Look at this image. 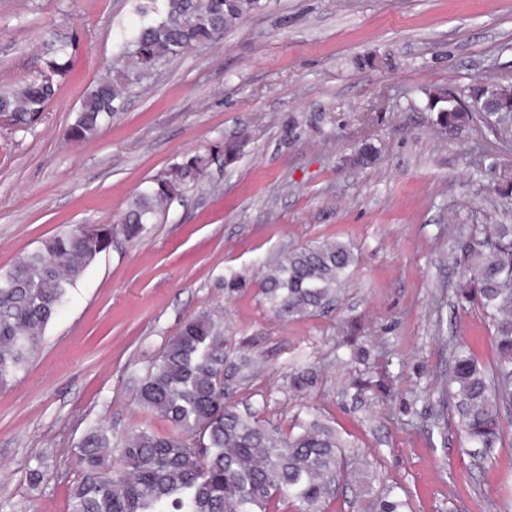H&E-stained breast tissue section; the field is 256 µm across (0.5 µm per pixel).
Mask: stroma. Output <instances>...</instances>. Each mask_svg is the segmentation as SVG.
Instances as JSON below:
<instances>
[{"instance_id": "35a3bbf8", "label": "stroma", "mask_w": 512, "mask_h": 512, "mask_svg": "<svg viewBox=\"0 0 512 512\" xmlns=\"http://www.w3.org/2000/svg\"><path fill=\"white\" fill-rule=\"evenodd\" d=\"M136 22L131 0H0V85L39 74L45 33L73 43L33 129L0 122V270L81 225L113 228L27 371L0 390V512H69L72 454L94 424L117 439L169 433L136 392L202 310L221 318L231 360L252 361L232 387L261 422L334 426L412 512H512V429L495 448L462 446L446 388L456 341L484 365L496 358L486 313L457 303L449 255L467 225L512 224L483 165L495 152L512 171V145L479 120L448 135L425 107L429 90L512 84V0H262L137 89L96 138L66 140L84 89ZM366 135L378 162L347 165ZM240 137L236 162L213 164L125 239L117 224L137 190ZM326 240L356 257L334 306L279 320L260 294L266 264ZM234 278L243 286L227 292ZM349 335L386 367L390 395L353 386ZM307 365L317 385L289 389Z\"/></svg>"}]
</instances>
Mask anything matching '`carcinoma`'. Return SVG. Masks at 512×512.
Listing matches in <instances>:
<instances>
[{
	"mask_svg": "<svg viewBox=\"0 0 512 512\" xmlns=\"http://www.w3.org/2000/svg\"><path fill=\"white\" fill-rule=\"evenodd\" d=\"M139 27L125 33L106 73L84 92L64 137L87 141L122 110L132 90L153 79L163 66L259 8L260 0H133ZM73 44L52 34L42 41L45 68L32 80L0 88V113L15 128L40 120L67 71ZM499 108L463 102L462 94L441 90L427 98L436 124L450 134L481 118L494 136L512 139V86L494 85ZM243 140L227 141L206 154L185 156L151 179L128 204L120 230L139 239L145 226L186 190L198 185L214 161L232 164ZM378 160L370 139L359 143L350 163L369 167ZM111 227L87 224L41 242L0 271V389L26 370L42 346L45 331L70 288L105 251ZM355 261L340 241L293 249L263 273L261 294L282 320L317 313L328 306ZM454 264L459 299L492 318L497 359L479 364L463 341L454 345L449 370L458 431L474 448L502 442L512 416V224H477L457 237ZM351 358L363 366L357 384L374 387L370 349ZM250 363H235L224 352V325L208 312L186 319L142 379L138 404L167 419L173 433L161 436L140 428L119 442L103 426L91 428L74 448L81 480L69 512H269V505L292 499L297 512H322L336 480L358 486L364 512H405L395 488L376 481L369 461L351 458L336 429L313 421L283 434L242 412L231 400L229 381ZM317 383L313 368L289 377V387L308 391Z\"/></svg>",
	"mask_w": 512,
	"mask_h": 512,
	"instance_id": "carcinoma-1",
	"label": "carcinoma"
}]
</instances>
